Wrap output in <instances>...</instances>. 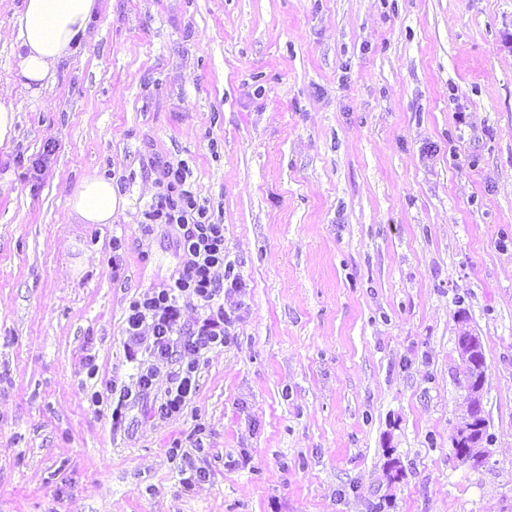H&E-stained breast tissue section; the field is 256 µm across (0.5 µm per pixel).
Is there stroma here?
<instances>
[{
	"label": "stroma",
	"mask_w": 512,
	"mask_h": 512,
	"mask_svg": "<svg viewBox=\"0 0 512 512\" xmlns=\"http://www.w3.org/2000/svg\"><path fill=\"white\" fill-rule=\"evenodd\" d=\"M22 5L0 0V512H512V0H102L40 103ZM164 162L224 227L235 341L172 416L155 361L116 424L90 395L132 383L128 304L182 261L144 217ZM94 172L118 208L72 223ZM17 115L12 106L0 104V147H9L16 136ZM459 339L458 354L462 371L466 370L468 367H472L473 361L477 357H481L483 365L486 366L484 349L479 336H475L467 329H462L459 334ZM484 385L474 391L470 390V404L467 411L463 414L461 421L459 422V429L455 431L454 442L455 444L464 442L470 436H473L477 430L481 429L480 418L484 417L483 435L488 442L491 434L488 433L489 425L487 419L484 416L481 392Z\"/></svg>",
	"instance_id": "stroma-1"
}]
</instances>
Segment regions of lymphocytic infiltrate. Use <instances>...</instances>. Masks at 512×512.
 I'll list each match as a JSON object with an SVG mask.
<instances>
[{"label":"lymphocytic infiltrate","mask_w":512,"mask_h":512,"mask_svg":"<svg viewBox=\"0 0 512 512\" xmlns=\"http://www.w3.org/2000/svg\"><path fill=\"white\" fill-rule=\"evenodd\" d=\"M166 190L158 194L147 213L148 220L178 228V247L183 261L171 281L129 304L128 353H145L157 360L179 359L171 382L157 411L162 415L179 412L195 388L201 350L229 346L233 341L234 312L225 310L219 298L224 286L239 287L232 265L224 261V227L211 221L206 208L186 189L187 175L181 165L164 164ZM223 278H216V269ZM196 298L209 315L195 330L179 323L180 300Z\"/></svg>","instance_id":"obj_1"}]
</instances>
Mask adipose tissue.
<instances>
[{
	"label": "adipose tissue",
	"mask_w": 512,
	"mask_h": 512,
	"mask_svg": "<svg viewBox=\"0 0 512 512\" xmlns=\"http://www.w3.org/2000/svg\"><path fill=\"white\" fill-rule=\"evenodd\" d=\"M100 6V0H24L16 34L17 77L32 99L52 88L57 64L73 53ZM117 206L111 179L95 173L68 199L70 216L82 224L111 223Z\"/></svg>",
	"instance_id": "obj_1"
}]
</instances>
